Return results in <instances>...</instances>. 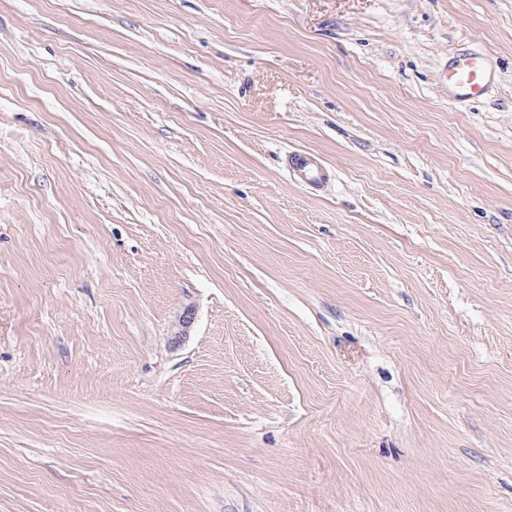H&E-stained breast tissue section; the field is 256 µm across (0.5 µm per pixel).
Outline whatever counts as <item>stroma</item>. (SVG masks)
<instances>
[{"instance_id": "obj_1", "label": "stroma", "mask_w": 512, "mask_h": 512, "mask_svg": "<svg viewBox=\"0 0 512 512\" xmlns=\"http://www.w3.org/2000/svg\"><path fill=\"white\" fill-rule=\"evenodd\" d=\"M0 512H512V0H0ZM446 82L454 98L481 97L489 82L485 59L476 53L457 54L448 65ZM288 165L301 185L319 186L331 177L330 171L316 157L307 152H295L289 155Z\"/></svg>"}]
</instances>
